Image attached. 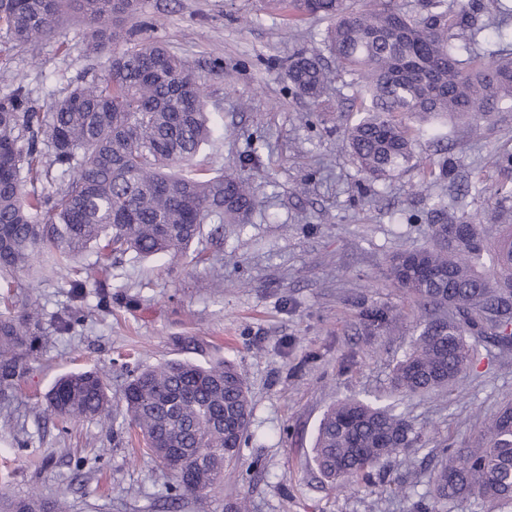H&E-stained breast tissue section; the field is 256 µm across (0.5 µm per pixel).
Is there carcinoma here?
Listing matches in <instances>:
<instances>
[{
	"instance_id": "carcinoma-1",
	"label": "carcinoma",
	"mask_w": 512,
	"mask_h": 512,
	"mask_svg": "<svg viewBox=\"0 0 512 512\" xmlns=\"http://www.w3.org/2000/svg\"><path fill=\"white\" fill-rule=\"evenodd\" d=\"M296 21L329 22L321 54L290 57L287 77L317 108L334 73L352 77L360 117L346 146L359 171L377 181L413 159L420 123L435 118L485 116L512 110V56H478L480 35L494 23L500 0H420L410 15L397 0H266ZM140 0H0V29L27 44L56 36L74 10L91 27L89 50L103 74L73 87L49 111L32 105L19 84L0 95V279L35 267L64 269L70 287L86 253L138 257L187 254L206 224H242L257 205L249 182L234 172L197 177L188 166L214 137L203 83L160 42L139 37ZM491 199L495 223L480 213L458 217L440 204L433 224L464 225L448 243L402 252L389 264L395 287L415 298L425 318L411 350L395 368V390L415 396L450 387L473 366L474 343L512 349V190ZM83 311L67 309L56 329L68 332ZM42 327L36 309L0 314V384L24 374ZM122 421L112 412L104 374L96 369L62 375L47 409L63 421L129 425L146 451L167 464L173 448L196 457L185 474L171 473L177 493L200 496L223 481L237 459L251 412L243 374L228 361H170L134 370L122 397ZM418 444L410 421L391 404L346 398L324 412L314 444L320 473L337 489L370 477L383 459ZM423 512L482 500L488 512L512 503V400L485 422L463 448L442 449ZM0 512H63V503L38 492L0 495Z\"/></svg>"
}]
</instances>
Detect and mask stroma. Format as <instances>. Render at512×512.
I'll use <instances>...</instances> for the list:
<instances>
[{"mask_svg": "<svg viewBox=\"0 0 512 512\" xmlns=\"http://www.w3.org/2000/svg\"><path fill=\"white\" fill-rule=\"evenodd\" d=\"M141 17L148 36L200 76L209 109L224 120L223 137L196 156L195 174L238 172L258 203L246 223L205 225L181 258L113 260L105 286L87 283L78 297L61 275L19 276L15 294L36 302L43 336L0 407V493L36 490L64 499L69 512H419L442 440L464 447L512 397V352L477 344L455 387L424 397L393 392V368L423 312L388 279L387 262L429 244L433 202L468 216L497 189H512V174L492 163L512 152V112L493 113L477 130L464 120L427 129L415 163L372 183L343 141L357 117L352 88L334 81L310 127L302 120L310 105L285 74L294 51L322 48L326 21L296 22L261 0H141ZM5 41L0 32V93L24 85L40 109L101 73L79 18L56 38L12 49ZM217 62L219 75L211 72ZM443 160L483 195L424 182L423 165ZM74 307L84 322L57 333L58 315ZM367 309L383 310L385 320H365ZM217 358L247 380L249 440L219 489L172 508L171 476L127 433L89 420L64 427L46 407L54 382L73 370L106 371L117 408L124 366ZM373 396L397 403L423 445L384 462L377 485L334 489L313 461L320 419L337 400Z\"/></svg>", "mask_w": 512, "mask_h": 512, "instance_id": "35a3bbf8", "label": "stroma"}]
</instances>
